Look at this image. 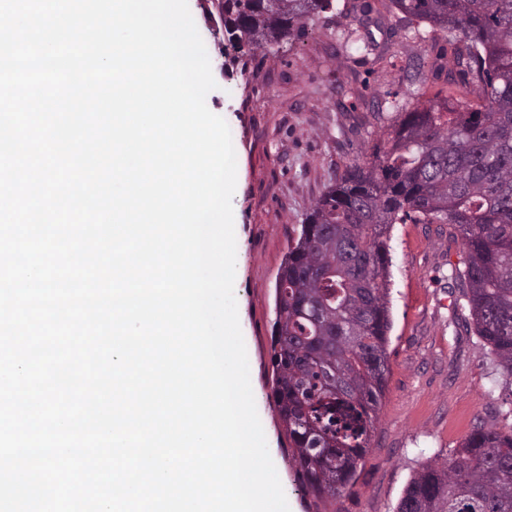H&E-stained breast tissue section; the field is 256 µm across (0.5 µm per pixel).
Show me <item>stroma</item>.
<instances>
[{
	"label": "stroma",
	"instance_id": "35a3bbf8",
	"mask_svg": "<svg viewBox=\"0 0 512 512\" xmlns=\"http://www.w3.org/2000/svg\"><path fill=\"white\" fill-rule=\"evenodd\" d=\"M363 1L336 0L335 14L311 23L304 40L264 57L234 54L227 66L196 0L188 3L217 83L206 104L228 123L236 154L234 294L257 412L290 512H395L427 459L450 458L474 428L512 430V383H493L489 349L467 327L466 302L448 280L461 248L446 224L390 229L387 390L365 463L341 497L307 491L270 398L277 276L311 204L346 165L368 160L389 100L409 104L442 87L479 94L462 68L433 70L428 24L420 38L400 41L389 0H367L366 18ZM357 26L376 41L378 59L343 51L341 32ZM408 56L425 74L411 89L400 69Z\"/></svg>",
	"mask_w": 512,
	"mask_h": 512
}]
</instances>
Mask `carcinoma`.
<instances>
[{
	"label": "carcinoma",
	"mask_w": 512,
	"mask_h": 512,
	"mask_svg": "<svg viewBox=\"0 0 512 512\" xmlns=\"http://www.w3.org/2000/svg\"><path fill=\"white\" fill-rule=\"evenodd\" d=\"M428 22L479 87V101L439 91L393 106L370 160L336 176L303 218L276 282L272 399L303 481L334 499L369 449L389 371L388 232L450 224L462 247L448 274L463 289L495 374L512 378V0H390ZM333 0H225L236 50L267 56L302 40ZM345 50L368 54L356 31ZM396 512H512V431L478 427L450 459L413 474Z\"/></svg>",
	"instance_id": "obj_1"
}]
</instances>
